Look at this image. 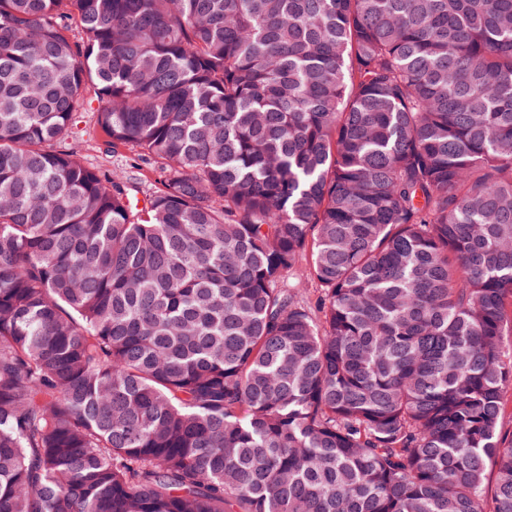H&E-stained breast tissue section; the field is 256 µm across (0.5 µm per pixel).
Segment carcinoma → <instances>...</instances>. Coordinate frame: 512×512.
Returning <instances> with one entry per match:
<instances>
[{
	"instance_id": "carcinoma-1",
	"label": "carcinoma",
	"mask_w": 512,
	"mask_h": 512,
	"mask_svg": "<svg viewBox=\"0 0 512 512\" xmlns=\"http://www.w3.org/2000/svg\"><path fill=\"white\" fill-rule=\"evenodd\" d=\"M506 336L512 0H0V512H512ZM84 127L86 132L80 138V155L83 162L89 167L103 169H121L127 171L136 183L137 197L145 198L154 194L161 188L157 164L139 161L136 152L124 149L116 153L107 152L103 139L99 136L93 112L84 114Z\"/></svg>"
}]
</instances>
